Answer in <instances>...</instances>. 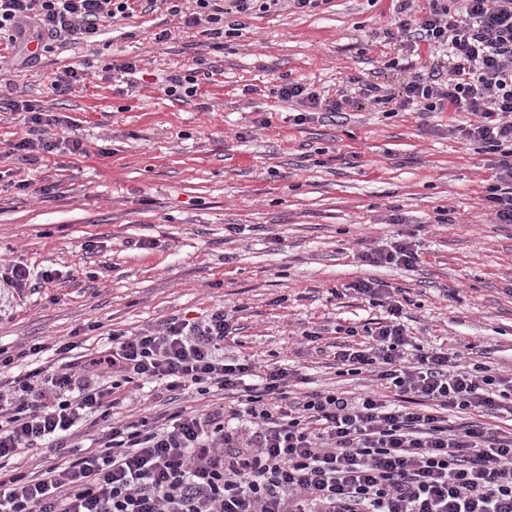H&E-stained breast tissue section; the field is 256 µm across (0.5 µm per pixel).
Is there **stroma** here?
<instances>
[{
  "label": "stroma",
  "instance_id": "obj_1",
  "mask_svg": "<svg viewBox=\"0 0 512 512\" xmlns=\"http://www.w3.org/2000/svg\"><path fill=\"white\" fill-rule=\"evenodd\" d=\"M397 8V0H324L311 12L282 5L253 12L214 50L155 0L103 22L96 42L35 63L23 45L7 50L16 65L0 70V142L26 131L4 101L30 100L70 117L86 152L63 148L39 162L36 191L17 189L20 164L0 155V263L60 275L52 287L0 300V348L39 341V363L58 367L76 355L57 353L56 340L94 350L111 331L220 308L239 326L225 357L250 355L315 386L358 392L369 380L338 375L335 328L383 318V307L350 289L369 278L403 301L407 354L448 350L459 364L512 375V224L494 223L480 199L496 156L458 134L471 114L349 106L298 126L296 104L276 94L299 79L330 97L352 76L402 80L389 63L403 53L385 36ZM163 29L170 38L156 41ZM196 54L212 75L199 76L188 101L165 96L160 78L185 73ZM127 60L144 74L134 87L104 70ZM71 67L85 68L84 81L55 94L51 81ZM259 117L269 127L253 128ZM235 224L251 230L233 233ZM400 232L416 245V266L360 262L365 248ZM88 240L94 250L84 249ZM139 240L150 248H136ZM308 330L320 339L307 341ZM165 399L148 384L119 399L112 416L155 418Z\"/></svg>",
  "mask_w": 512,
  "mask_h": 512
}]
</instances>
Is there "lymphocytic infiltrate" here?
Segmentation results:
<instances>
[{
	"instance_id": "f902f5d3",
	"label": "lymphocytic infiltrate",
	"mask_w": 512,
	"mask_h": 512,
	"mask_svg": "<svg viewBox=\"0 0 512 512\" xmlns=\"http://www.w3.org/2000/svg\"><path fill=\"white\" fill-rule=\"evenodd\" d=\"M168 2L218 48L225 32L243 29V17L281 0H233L232 21L218 0H194L189 13ZM410 2L401 0L397 35L407 55L433 54L429 73L394 88L355 77L334 99L294 80L277 95L300 106L298 125L313 110L333 115L361 104L474 115L459 132L498 154L483 199L497 223L512 224V0H427L417 14ZM129 8L130 0H0V40L33 38L49 53L92 40ZM7 107L27 127L8 155L35 164L57 152L61 140L47 129L69 128L66 117L29 101ZM56 278L53 269L0 265V288L18 294ZM352 289L385 301L387 315L343 327L370 344H338L334 359L341 374L375 376L377 391L314 389L289 402L295 371L223 357L235 326L219 308L131 335L115 330L111 346L78 362L0 381V512H512V431L497 423L512 415V379L478 365L454 369L441 350L405 356L402 306L386 302L379 281ZM148 383L175 399L217 390L236 405L182 407L158 425L113 421L115 391ZM450 410L469 421L449 425ZM91 419L107 424L98 447L69 450ZM33 450L52 453L54 463L38 475L8 471L9 460Z\"/></svg>"
}]
</instances>
